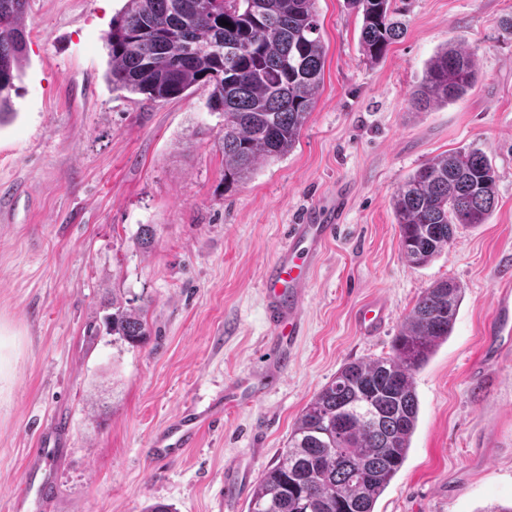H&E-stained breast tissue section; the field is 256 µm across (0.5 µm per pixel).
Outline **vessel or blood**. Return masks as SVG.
<instances>
[{
    "mask_svg": "<svg viewBox=\"0 0 512 512\" xmlns=\"http://www.w3.org/2000/svg\"><path fill=\"white\" fill-rule=\"evenodd\" d=\"M346 198V193L339 192L319 209L304 211L295 224L289 225L284 244L265 268L266 315L274 335L270 356L276 368H285L293 359L296 342L305 333L302 306L307 288L323 249L343 221ZM387 317L385 300L378 298L366 302L356 313L360 334L376 335ZM494 333L500 341L484 348L483 357L488 361L512 355V281L507 279L499 285ZM267 383V377L261 376L245 386L225 389L207 406L185 407L152 436L149 443L152 457L171 461L180 457L185 449L197 447L206 430L219 424L225 413L257 398ZM64 435L65 427L60 417L47 419L40 427L35 448L29 453L24 484L38 488L41 495H48L52 484L44 463L56 448L62 447Z\"/></svg>",
    "mask_w": 512,
    "mask_h": 512,
    "instance_id": "obj_1",
    "label": "vessel or blood"
}]
</instances>
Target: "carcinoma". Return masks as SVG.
<instances>
[{"mask_svg":"<svg viewBox=\"0 0 512 512\" xmlns=\"http://www.w3.org/2000/svg\"><path fill=\"white\" fill-rule=\"evenodd\" d=\"M317 0H127L105 37L114 91L151 101L199 87L224 116V190L258 164L292 151L323 80ZM394 0H349L362 16L360 52L386 57L404 29ZM28 0H0V125L13 111L27 41ZM229 25H221V21ZM479 76L477 52L445 44L429 59L409 104L419 111L462 99ZM496 173L477 149L446 152L416 169L391 205L406 260L429 264L459 224L487 223ZM463 288L452 279L419 296L392 354L345 364L310 400L287 446L256 483L248 512H374L404 464L418 420L413 376L448 339ZM106 333L131 344L149 335L144 309L112 301Z\"/></svg>","mask_w":512,"mask_h":512,"instance_id":"1","label":"carcinoma"}]
</instances>
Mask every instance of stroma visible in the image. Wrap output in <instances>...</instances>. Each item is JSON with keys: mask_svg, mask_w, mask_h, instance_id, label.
<instances>
[{"mask_svg": "<svg viewBox=\"0 0 512 512\" xmlns=\"http://www.w3.org/2000/svg\"><path fill=\"white\" fill-rule=\"evenodd\" d=\"M404 36L376 64L362 18L318 0L323 81L298 143L224 189L219 113L208 91L167 101L113 90L103 37L126 0H30L15 115L0 126V512L23 486L35 427L68 424L48 459L50 504L27 512H247L293 424L345 363L384 358L421 292L464 289L453 330L416 372V429L375 512H494L512 505V359L482 345L500 279L512 274V0H404ZM476 48L480 79L431 111L408 97L441 45ZM480 149L497 173L488 223L458 226L429 264L403 257L391 199L421 165ZM351 197L314 270L306 332L257 401L225 415L171 463L147 453L185 405L271 370L261 281L290 224L337 185ZM152 224L151 245L138 241ZM381 296L390 319L361 335L356 310ZM149 302L137 346L100 335L113 299ZM246 480L232 503L224 478Z\"/></svg>", "mask_w": 512, "mask_h": 512, "instance_id": "obj_1", "label": "stroma"}]
</instances>
